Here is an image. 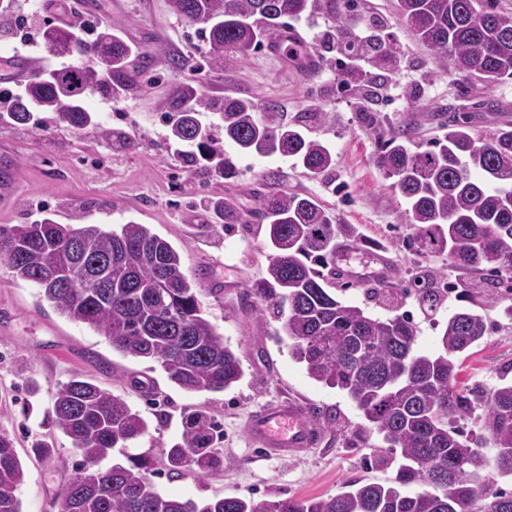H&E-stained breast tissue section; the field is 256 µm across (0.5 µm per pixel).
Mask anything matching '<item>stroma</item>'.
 <instances>
[{"label":"stroma","mask_w":512,"mask_h":512,"mask_svg":"<svg viewBox=\"0 0 512 512\" xmlns=\"http://www.w3.org/2000/svg\"><path fill=\"white\" fill-rule=\"evenodd\" d=\"M63 5L104 26L120 24L124 39L138 51L132 66L139 76L120 98L97 91L86 97L103 127L119 131L128 144L119 149L112 139L76 133L57 123L51 112L37 129L15 124L0 112V151L13 158L16 177L13 198L0 204V226L46 217L106 230L130 221L146 225L181 252L206 318L240 358L244 376L219 393L186 392L157 362L113 350L103 335L58 313L37 288L0 267V430L13 438L25 471L17 491L22 512H58L64 487L83 464L70 439L49 423L53 394L76 375L125 399L151 425L150 434L139 438L131 452L152 458V480L165 495L308 499L336 495L356 481L394 478L392 453L377 437L366 436L355 405L344 393L309 377L291 356L281 322L263 315L248 297V288L264 276L268 264V250L256 230L258 211L268 194L280 190L316 196L339 222L355 225L360 237L337 251L336 266L345 274V299L378 317L388 310L368 301L367 291L376 285L380 261L391 267L390 285L397 289L434 270L447 272L452 281L465 279V272L449 267L447 256L427 257L410 249L405 203L377 166V151L398 126L409 127L416 138L436 135L441 116L451 111L468 113L481 135L494 132L500 123L512 122V78L488 87L439 68L393 23V0L366 2L368 11L391 19L406 57L403 70L392 75L374 103L335 85L337 55L322 45V21L288 24L309 57L321 59L320 68L297 66L265 45L231 65L212 67L198 26L177 20L168 0H63ZM174 57L181 60L176 70L169 67ZM60 63V58H47L43 47L0 43V89L16 88L12 68L23 65L32 74L39 66ZM185 82L202 85L215 101L230 95L276 103L288 122L304 112L327 113L328 121H312L309 133L332 147V176L316 179L293 160L242 154L230 145L225 152L236 167L234 178L217 179L184 166L169 138L165 103ZM367 112L375 113L376 122L364 121ZM270 171L279 173L278 185L267 182ZM219 197L236 205L244 223L213 224L205 206ZM456 306L455 299L445 300L432 322L418 313L413 298H406L404 308L414 315L422 351L440 350L439 324ZM510 306V296L490 300L486 316L491 329L459 355L458 384L480 392L512 383ZM288 397L311 406L324 442L299 459L264 458L249 442L246 422L256 408ZM205 405L221 424L218 446L226 466L205 477L169 474L162 449L179 440L183 415ZM160 412L167 416L162 424L156 419ZM47 439L53 440L56 453L45 461L34 449Z\"/></svg>","instance_id":"obj_1"}]
</instances>
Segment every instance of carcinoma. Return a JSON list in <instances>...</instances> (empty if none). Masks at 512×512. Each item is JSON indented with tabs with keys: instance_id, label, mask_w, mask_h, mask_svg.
<instances>
[{
	"instance_id": "carcinoma-1",
	"label": "carcinoma",
	"mask_w": 512,
	"mask_h": 512,
	"mask_svg": "<svg viewBox=\"0 0 512 512\" xmlns=\"http://www.w3.org/2000/svg\"><path fill=\"white\" fill-rule=\"evenodd\" d=\"M169 6L177 19L202 25L217 67L260 45L285 18L333 23L325 48L364 58L374 68L341 75L343 84L368 98L377 97L403 62L387 21L366 14L363 0H169ZM395 13L438 63H450L455 72L487 85L512 78V15L500 0H395ZM31 21L47 51L70 63L14 96L11 120L28 124L39 112H54L78 132L108 136L84 96L94 88L115 97L126 90L132 81L130 44L115 26L89 41L72 29L44 26L35 16ZM91 43L93 58L86 51ZM211 107L200 86L180 84L166 104L170 137L190 147L185 164L230 179L236 175L231 159L210 145L199 121L201 110ZM218 111L224 141L241 152L290 158L315 177L326 178L335 168L331 149L308 136L305 120L283 121L274 103L259 112L250 99L226 96ZM442 129L425 148L411 142L408 128L393 130L380 146L378 167L406 204L418 252L446 251L450 267L478 276L486 272L493 276L489 287L509 293L512 123L484 138L467 116L450 112ZM212 209L226 224L242 221L236 207L222 199ZM262 220L269 261L250 295L282 321L289 351L310 378L345 393L367 423L365 433L380 436L396 454L392 484H353L327 498L263 502L169 497L152 481L149 457L134 458L128 467L94 468L112 449L147 435L149 424L121 397L75 376L53 396L52 426L88 464L64 491L68 512H470L479 498L484 500L479 512H512V494L479 474L484 459L473 454L463 426L478 398L456 382L457 355L489 331L481 314L489 296L463 281L444 285L435 274L401 289L427 317L451 295L460 302L443 323L442 352L423 353L416 347L414 319L400 311L402 300L369 289V297L391 311L380 318L330 292L336 250L358 237L354 225L339 223L316 199L297 193L272 196L263 204ZM0 265L34 284L59 313L105 336L116 351L159 363L187 392H222L244 376L240 359L204 317L181 254L143 224L130 222L114 231L44 218L1 226ZM482 426L497 448L496 475L512 477V384L487 393ZM220 437L210 408L185 414L180 440L163 450L168 472L203 477L223 466ZM428 462L448 468L433 479ZM23 482L14 440L0 430V512H21L15 492ZM412 485L431 490L410 492Z\"/></svg>"
}]
</instances>
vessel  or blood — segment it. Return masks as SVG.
I'll list each match as a JSON object with an SVG mask.
<instances>
[{
  "instance_id": "vessel-or-blood-1",
  "label": "vessel or blood",
  "mask_w": 512,
  "mask_h": 512,
  "mask_svg": "<svg viewBox=\"0 0 512 512\" xmlns=\"http://www.w3.org/2000/svg\"><path fill=\"white\" fill-rule=\"evenodd\" d=\"M249 439L264 457L296 459L320 446L323 432L307 403L283 399L254 411L246 425Z\"/></svg>"
}]
</instances>
